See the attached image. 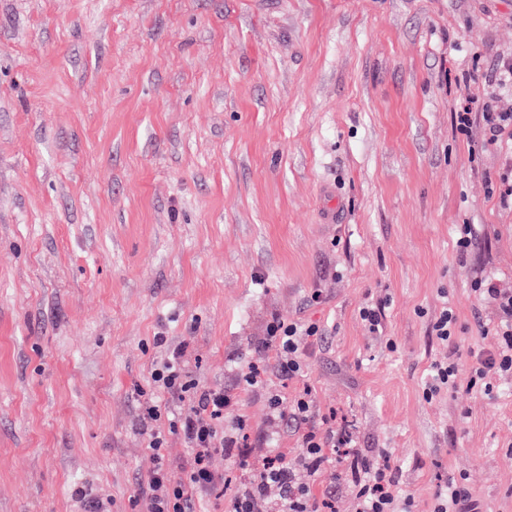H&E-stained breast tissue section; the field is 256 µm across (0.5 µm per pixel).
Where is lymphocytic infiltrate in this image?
<instances>
[{
	"label": "lymphocytic infiltrate",
	"instance_id": "obj_1",
	"mask_svg": "<svg viewBox=\"0 0 512 512\" xmlns=\"http://www.w3.org/2000/svg\"><path fill=\"white\" fill-rule=\"evenodd\" d=\"M483 91L475 93L463 87L459 108L454 114L456 130L471 136L481 128L487 144L512 145V108H501V99H512V56L500 57L493 72L483 76ZM479 302L492 305L496 319L482 330L488 338L486 347L470 350L472 379L482 381L493 375H512V290L499 288L495 279L483 276L473 283ZM455 318L451 309H443L432 325V334L448 346V358L432 363L424 385L426 398L441 391L456 392L460 346L454 332ZM317 326L297 322L275 321L268 325L264 347L274 348L276 367L281 377L291 379L302 371L304 357L314 341L320 338ZM184 346L169 349L164 362L151 377L158 393L172 399L193 396L196 406L171 421L173 430L182 434L194 455L182 474L176 475L164 464L161 450L165 438L154 429L162 408L156 401L142 406V419L147 422L145 443L155 466L147 484L152 493V512H189L193 494L209 491L216 477L206 458L213 451L223 452L244 476L232 502V512H324L331 507L332 494L316 495L314 485L328 465H336L340 487L354 495L357 512H399L397 483L386 454L367 456L356 449L345 424L316 421L310 391H303L291 401L266 387L265 371L257 364L240 369L239 381L244 389L260 391L266 396L273 420L293 424L302 448L296 462L277 453L263 462L250 458L248 436L242 422L224 424V410L236 397L224 388L199 386L185 365ZM279 490L278 499H269L270 487Z\"/></svg>",
	"mask_w": 512,
	"mask_h": 512
}]
</instances>
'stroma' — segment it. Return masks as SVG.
Wrapping results in <instances>:
<instances>
[{"instance_id": "stroma-1", "label": "stroma", "mask_w": 512, "mask_h": 512, "mask_svg": "<svg viewBox=\"0 0 512 512\" xmlns=\"http://www.w3.org/2000/svg\"><path fill=\"white\" fill-rule=\"evenodd\" d=\"M504 54L512 0H0V512H150L140 405L182 343L253 459L300 448L250 363L387 452L413 512L451 479L512 512V377L423 395L441 311L476 346L474 278L512 289L505 150L453 126ZM274 320L323 334L301 376ZM319 327L297 322L274 321L267 327L264 347L276 351V367L281 377L292 379L302 372L304 357L310 345L321 338Z\"/></svg>"}]
</instances>
